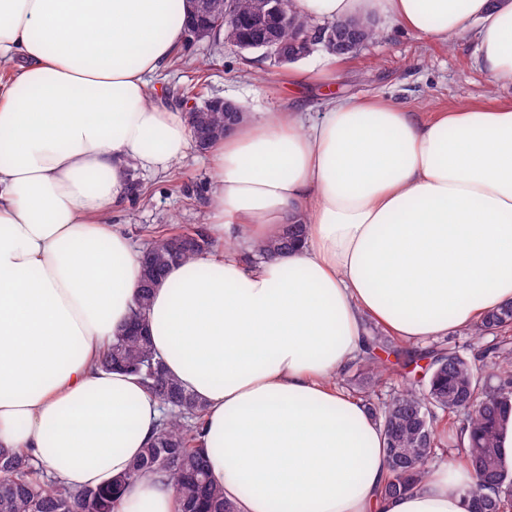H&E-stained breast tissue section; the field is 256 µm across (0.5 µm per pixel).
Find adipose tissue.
I'll return each instance as SVG.
<instances>
[{"label": "adipose tissue", "instance_id": "adipose-tissue-1", "mask_svg": "<svg viewBox=\"0 0 512 512\" xmlns=\"http://www.w3.org/2000/svg\"><path fill=\"white\" fill-rule=\"evenodd\" d=\"M320 21L385 16L418 38L476 31L512 82V0H292ZM191 0H0V447L73 491L128 472L162 417L135 375L102 369L141 293V252L110 216L129 172H168L185 112L149 79ZM210 251L170 269L144 324L204 408L210 478L235 512H469L464 467L386 497L384 433L334 379L366 324L410 342L512 302V102L422 120L330 98L320 121L244 118L208 150ZM289 224L288 252L255 245ZM114 512H181L137 476Z\"/></svg>", "mask_w": 512, "mask_h": 512}]
</instances>
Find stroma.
Listing matches in <instances>:
<instances>
[{"label": "stroma", "instance_id": "35a3bbf8", "mask_svg": "<svg viewBox=\"0 0 512 512\" xmlns=\"http://www.w3.org/2000/svg\"><path fill=\"white\" fill-rule=\"evenodd\" d=\"M380 36L353 58L339 59L316 50L298 64L278 66L259 51H243L213 38L182 40L178 58L162 65L152 80L156 96L182 106L183 91L200 98L237 101L257 118L280 111L299 113L305 122L319 121L327 95L382 96L420 118L456 106L491 107L512 100V84H490L476 63L478 40L467 33L452 43L419 39L386 20H377ZM328 71L333 90L317 82L294 81L296 68ZM208 76L198 84V72ZM211 165L207 154L189 149L170 171L154 175L132 171V193L111 223L120 225L138 248L153 241V228L195 229L207 222Z\"/></svg>", "mask_w": 512, "mask_h": 512}]
</instances>
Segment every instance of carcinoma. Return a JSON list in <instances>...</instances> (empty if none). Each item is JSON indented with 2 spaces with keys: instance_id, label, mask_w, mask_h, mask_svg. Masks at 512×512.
Listing matches in <instances>:
<instances>
[{
  "instance_id": "carcinoma-1",
  "label": "carcinoma",
  "mask_w": 512,
  "mask_h": 512,
  "mask_svg": "<svg viewBox=\"0 0 512 512\" xmlns=\"http://www.w3.org/2000/svg\"><path fill=\"white\" fill-rule=\"evenodd\" d=\"M269 0H235L239 14L250 19L260 16ZM288 22L274 27L277 39L296 45L305 32L316 27L312 20L298 15L291 0L284 3ZM213 29L224 32L230 42L237 34L224 26L222 0H197ZM361 41L378 38L373 22L352 20ZM225 112L202 102L190 115L194 131L207 135L201 149L224 136ZM301 225L290 224L275 240L256 248L262 257H273L290 248L300 236ZM195 242L186 245L183 235L159 236L153 240L149 260L141 263L142 288L138 314L143 315L153 288L174 264L193 260L208 251L212 243L204 231L193 233ZM512 304L504 305L472 329L477 339L495 333L497 343L481 345L472 357L437 343L419 350L370 328L366 337L369 354L349 364L340 375L368 410L380 419L386 436L391 478L383 488L386 496L418 488L429 472V464L445 443L452 442L448 454L466 460L478 479L470 491V512H512V470L501 462L497 436L504 422L512 417ZM381 349L384 360L375 353ZM422 358L429 359L427 376L420 384L407 382L388 403L374 399L384 375L407 378L406 369ZM100 364L141 377L165 413L161 427L143 449L131 469L104 488L73 493L49 476H40L31 460L0 448V512H113L114 504L143 471H162L169 477L181 503L182 512H233L224 502V493L213 486L207 475V459L201 440L202 405L180 383L170 377L156 356L146 331L131 326L115 336L111 349Z\"/></svg>"
}]
</instances>
